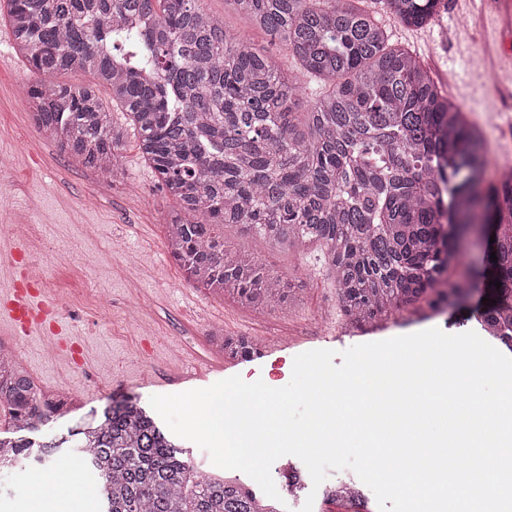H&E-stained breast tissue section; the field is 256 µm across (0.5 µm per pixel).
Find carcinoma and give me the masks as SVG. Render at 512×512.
Segmentation results:
<instances>
[{
  "label": "carcinoma",
  "instance_id": "carcinoma-1",
  "mask_svg": "<svg viewBox=\"0 0 512 512\" xmlns=\"http://www.w3.org/2000/svg\"><path fill=\"white\" fill-rule=\"evenodd\" d=\"M203 2L0 0L14 49L36 74L23 93L37 129L103 181L124 176L123 131L96 86L109 88L143 157L190 215L167 224L171 256L194 284L258 312L287 304L291 284L227 249L226 224L323 246L341 310L363 328L422 300L435 314L463 303L473 280L449 271L473 267L465 237L489 222L495 241L474 275L496 304L477 320L512 351V177L489 179L477 124L353 0H228L330 83L304 111L298 81ZM438 2L383 0L414 27ZM76 69L95 84L57 81ZM220 347L232 359L257 352L245 336H223ZM69 403L0 358V412L29 433L0 438V470L31 448L71 443L99 475L103 512H275L233 481L198 476L134 398L39 441Z\"/></svg>",
  "mask_w": 512,
  "mask_h": 512
}]
</instances>
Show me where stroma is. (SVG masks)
Segmentation results:
<instances>
[{
	"mask_svg": "<svg viewBox=\"0 0 512 512\" xmlns=\"http://www.w3.org/2000/svg\"><path fill=\"white\" fill-rule=\"evenodd\" d=\"M204 6L230 30L269 48L304 88L303 106H310L324 89V82L304 72L289 50L251 29L248 18L225 0H205ZM363 7L385 27L390 44L411 51L449 97L482 123L494 157L512 158V83L500 82L492 96L482 76L498 62L491 18L471 11L464 0H440L431 25L411 28L380 0H363ZM9 31L0 22V53L10 57L0 68V226L28 225L26 264L44 262L58 252L67 257V267L49 271L39 291L51 297L67 294L69 305L61 310L57 326L60 338L74 344L77 354L72 362L46 356L39 337L0 334V343L13 344L38 384L76 399V409L60 420V428L127 397L145 405L151 396L206 388L235 375L279 388L291 379L294 357L310 350L334 351L338 366L341 351L357 344L431 328L448 334L474 330L482 298L478 291L457 311L426 319L404 311L353 328L340 311L318 245L277 244L236 224L224 228L231 250L290 279V303L259 313L232 296L213 297L194 288L167 248L165 226L175 203L142 158L134 136L120 147L125 176L109 186L60 153L31 119L21 89L35 75L6 40ZM216 331L250 338L258 354L225 358L210 339ZM178 444L201 474L236 480L257 499L265 498L244 472L216 467L209 453L189 440ZM34 465L29 459L21 469L0 471V512H14L18 504L23 512H46L49 504L62 506L63 512H98L95 472L74 475L47 498L42 488L52 474L34 472Z\"/></svg>",
	"mask_w": 512,
	"mask_h": 512,
	"instance_id": "35a3bbf8",
	"label": "stroma"
}]
</instances>
